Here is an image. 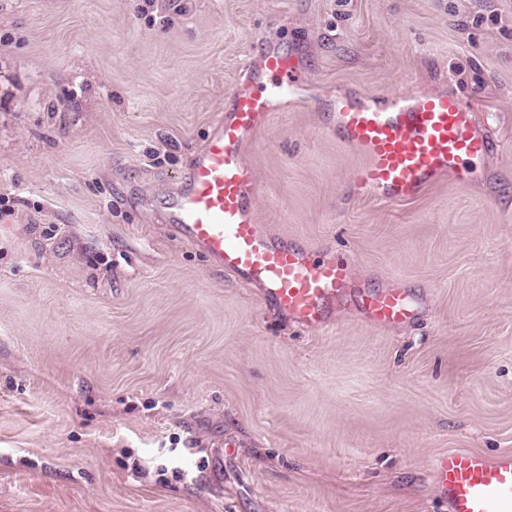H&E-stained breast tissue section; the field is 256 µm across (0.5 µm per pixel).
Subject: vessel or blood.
Here are the masks:
<instances>
[{
    "label": "vessel or blood",
    "mask_w": 512,
    "mask_h": 512,
    "mask_svg": "<svg viewBox=\"0 0 512 512\" xmlns=\"http://www.w3.org/2000/svg\"><path fill=\"white\" fill-rule=\"evenodd\" d=\"M291 63L274 51L249 59L246 78L230 113H218L201 151L182 175L170 202L173 231L216 267L262 284L267 299L299 323L324 328L326 308L352 284L344 261L312 258L281 244L255 222L257 181L243 159V145L284 101H300ZM336 132L360 151L364 164L356 190L381 203L414 198L442 175L465 182V163L488 152L471 106L445 94L413 90L376 93L335 102ZM361 307L377 326L407 324L413 302L398 282L364 293ZM448 512H512V454L490 459L466 448L449 450L434 463Z\"/></svg>",
    "instance_id": "b4317fda"
}]
</instances>
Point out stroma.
Instances as JSON below:
<instances>
[{
    "mask_svg": "<svg viewBox=\"0 0 512 512\" xmlns=\"http://www.w3.org/2000/svg\"><path fill=\"white\" fill-rule=\"evenodd\" d=\"M267 50L304 100L243 146L256 224L407 325L303 326L175 237ZM324 84L456 95L493 148L360 196ZM451 448L512 452V0H0V512H448ZM361 307L369 321L377 326L405 325L415 314L406 289L395 281L364 293L361 296Z\"/></svg>",
    "mask_w": 512,
    "mask_h": 512,
    "instance_id": "35a3bbf8",
    "label": "stroma"
}]
</instances>
